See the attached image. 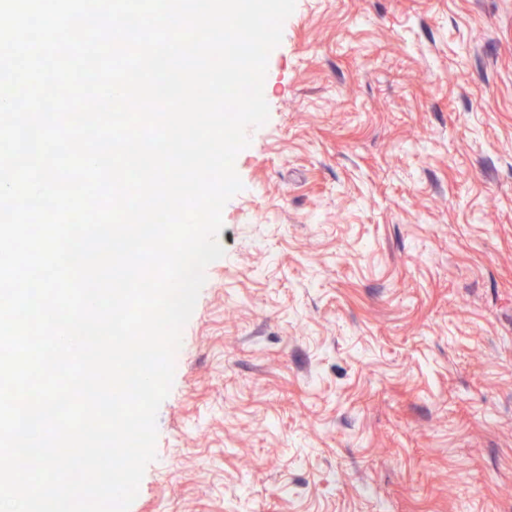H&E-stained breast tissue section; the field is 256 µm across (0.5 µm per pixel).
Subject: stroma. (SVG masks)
I'll list each match as a JSON object with an SVG mask.
<instances>
[{"label":"stroma","mask_w":512,"mask_h":512,"mask_svg":"<svg viewBox=\"0 0 512 512\" xmlns=\"http://www.w3.org/2000/svg\"><path fill=\"white\" fill-rule=\"evenodd\" d=\"M130 512H512V0H296Z\"/></svg>","instance_id":"1"}]
</instances>
